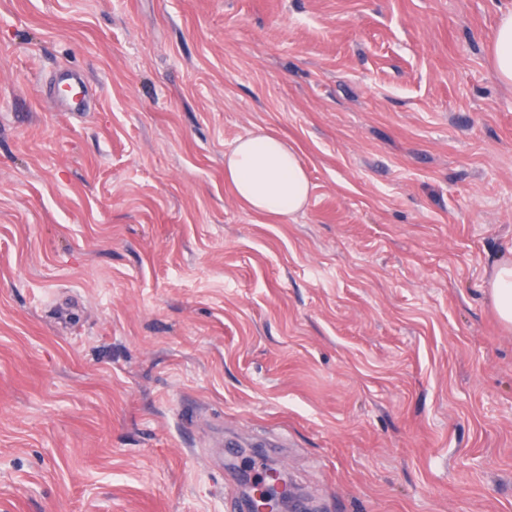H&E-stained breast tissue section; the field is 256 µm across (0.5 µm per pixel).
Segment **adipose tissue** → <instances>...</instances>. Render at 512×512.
Segmentation results:
<instances>
[{
	"label": "adipose tissue",
	"instance_id": "ef3b65f1",
	"mask_svg": "<svg viewBox=\"0 0 512 512\" xmlns=\"http://www.w3.org/2000/svg\"><path fill=\"white\" fill-rule=\"evenodd\" d=\"M491 56L497 77L512 84V12L497 20ZM224 179L246 209L276 217L302 211L311 184L295 148L277 134L258 130L239 138L224 154ZM491 303L505 327H512V260H501L487 285Z\"/></svg>",
	"mask_w": 512,
	"mask_h": 512
}]
</instances>
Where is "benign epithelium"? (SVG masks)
Returning <instances> with one entry per match:
<instances>
[{
    "label": "benign epithelium",
    "instance_id": "1",
    "mask_svg": "<svg viewBox=\"0 0 512 512\" xmlns=\"http://www.w3.org/2000/svg\"><path fill=\"white\" fill-rule=\"evenodd\" d=\"M228 467L237 473L245 512H253V502L259 499H264L272 505L267 512H295L299 493L284 468L272 464L267 469L265 478L257 481L235 463L228 464Z\"/></svg>",
    "mask_w": 512,
    "mask_h": 512
}]
</instances>
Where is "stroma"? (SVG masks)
<instances>
[{"instance_id": "1", "label": "stroma", "mask_w": 512, "mask_h": 512, "mask_svg": "<svg viewBox=\"0 0 512 512\" xmlns=\"http://www.w3.org/2000/svg\"><path fill=\"white\" fill-rule=\"evenodd\" d=\"M505 11L0 0V512H227L230 444L310 512H512ZM260 127L293 217L224 180ZM491 56L497 77L505 84H512V12L500 15L497 20ZM58 83H65L72 90V93L63 96L57 101L58 110L62 112H81L83 110L82 97L77 96L76 86L85 85L84 78L76 73H59ZM224 180L246 209L281 218L302 211L311 195L295 148L266 130L239 138L224 153ZM491 303L503 325L512 327V257L502 259L493 269L487 285Z\"/></svg>"}]
</instances>
